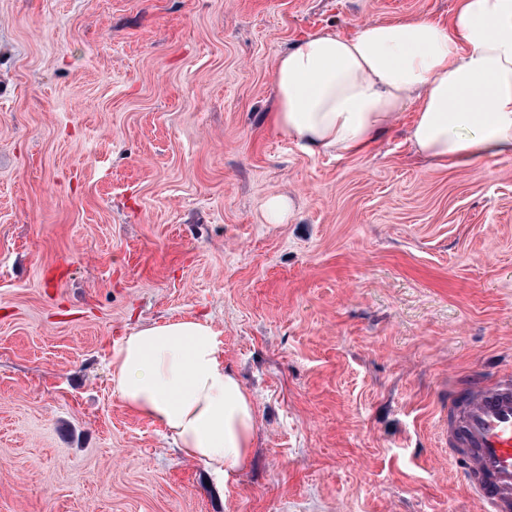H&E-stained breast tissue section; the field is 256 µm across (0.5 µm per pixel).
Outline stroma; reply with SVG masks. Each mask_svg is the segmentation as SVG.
I'll return each instance as SVG.
<instances>
[{
	"label": "stroma",
	"mask_w": 512,
	"mask_h": 512,
	"mask_svg": "<svg viewBox=\"0 0 512 512\" xmlns=\"http://www.w3.org/2000/svg\"><path fill=\"white\" fill-rule=\"evenodd\" d=\"M453 2L0 0V512H478L441 426L512 369V157L267 119L297 41ZM187 317L256 399L227 477L112 393L123 336ZM291 210L292 201L283 194L272 195L266 200L265 211L271 224L281 223L287 215L289 217Z\"/></svg>",
	"instance_id": "stroma-1"
}]
</instances>
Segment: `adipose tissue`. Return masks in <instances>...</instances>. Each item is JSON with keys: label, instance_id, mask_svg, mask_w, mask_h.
Wrapping results in <instances>:
<instances>
[{"label": "adipose tissue", "instance_id": "ef3b65f1", "mask_svg": "<svg viewBox=\"0 0 512 512\" xmlns=\"http://www.w3.org/2000/svg\"><path fill=\"white\" fill-rule=\"evenodd\" d=\"M269 120L310 155H359L412 109L407 140L435 166L512 156V0H454L447 21L323 29L279 53ZM204 318L133 328L110 361L114 393L216 473L245 466L256 403Z\"/></svg>", "mask_w": 512, "mask_h": 512}]
</instances>
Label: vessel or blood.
I'll return each mask as SVG.
<instances>
[{"mask_svg": "<svg viewBox=\"0 0 512 512\" xmlns=\"http://www.w3.org/2000/svg\"><path fill=\"white\" fill-rule=\"evenodd\" d=\"M444 440L482 512H512V371L449 384Z\"/></svg>", "mask_w": 512, "mask_h": 512, "instance_id": "1", "label": "vessel or blood"}]
</instances>
